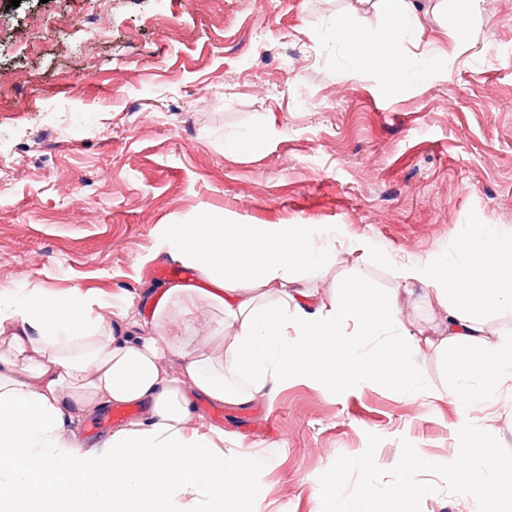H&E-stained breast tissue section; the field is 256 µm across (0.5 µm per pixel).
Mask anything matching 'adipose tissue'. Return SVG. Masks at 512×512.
Instances as JSON below:
<instances>
[{"label":"adipose tissue","instance_id":"1","mask_svg":"<svg viewBox=\"0 0 512 512\" xmlns=\"http://www.w3.org/2000/svg\"><path fill=\"white\" fill-rule=\"evenodd\" d=\"M388 20L373 35L348 24L336 38L362 72L398 57L395 29L421 28L415 0H360ZM332 224H241L202 217L171 224L160 246L192 271L148 302L152 332L124 336L79 292L0 290V512H236L255 500L267 459L228 452L222 427L191 426L190 398L241 407L303 378L335 392L384 382L419 393L418 359L460 349L448 390L461 411L512 392V341H493L486 318L512 311V234L465 229L453 252L400 263L396 276L425 287L443 312L438 338L405 339V297L378 294L361 269L333 284L329 301L305 277L336 263ZM231 331L219 355L195 325L198 303ZM385 337L380 350L365 342ZM178 359L170 371L168 358ZM116 405L148 407L152 420L111 430L88 446L68 430L74 416Z\"/></svg>","mask_w":512,"mask_h":512}]
</instances>
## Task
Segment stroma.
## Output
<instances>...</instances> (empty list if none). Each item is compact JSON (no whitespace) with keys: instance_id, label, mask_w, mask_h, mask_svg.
<instances>
[{"instance_id":"stroma-1","label":"stroma","mask_w":512,"mask_h":512,"mask_svg":"<svg viewBox=\"0 0 512 512\" xmlns=\"http://www.w3.org/2000/svg\"><path fill=\"white\" fill-rule=\"evenodd\" d=\"M91 12V0H0V289L147 300L165 283L166 225L207 213L343 229L335 266L308 281L321 298L355 265L350 240L370 238L386 260L365 269L385 294L404 288L395 262L450 249L468 225L512 227V0H482L453 56L424 19L402 62L420 68L424 50L436 72L395 86L355 72L331 38L340 19L383 27L358 0H112L89 45ZM254 126L259 147L225 154ZM440 317L419 293L401 314L410 337L437 335ZM216 410L195 400L190 421ZM217 411L225 449L271 461L243 512H322L320 476L371 434L385 469L406 441L451 463L468 422L512 450V399L465 414L380 382L331 393L292 379Z\"/></svg>"}]
</instances>
